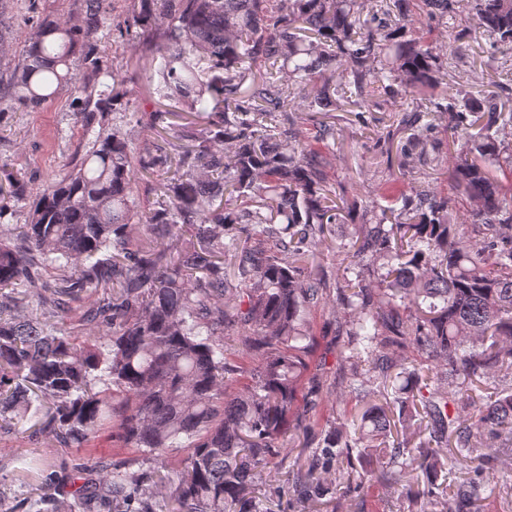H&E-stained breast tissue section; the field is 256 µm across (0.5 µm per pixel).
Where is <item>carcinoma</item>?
Listing matches in <instances>:
<instances>
[{
  "label": "carcinoma",
  "instance_id": "carcinoma-1",
  "mask_svg": "<svg viewBox=\"0 0 512 512\" xmlns=\"http://www.w3.org/2000/svg\"><path fill=\"white\" fill-rule=\"evenodd\" d=\"M83 16L37 20L21 59L4 68L8 97L35 109L64 87L83 129L75 164L36 194L22 231L0 235V290L38 315L20 320L0 308V431L32 422L29 438L64 448L94 446L117 419L125 445L145 461L184 448L171 479L178 512H253L248 490L292 439L296 395L313 348L308 315L325 301L323 276L303 262L316 256L328 225L353 210L328 182L327 153L336 125L318 122L316 141L300 131L280 141L288 112H328L350 94L357 114L381 108V97L411 131L400 145L399 176L384 199L367 205L344 257L336 300L339 332L350 337L345 383H360L363 406L320 433L307 471L280 494L315 497L314 474L336 470L356 491L376 478L423 500L425 512H469L499 472L480 449L512 439V175L489 165L510 151L512 108L496 99L459 101L432 90L448 70V49L406 38L418 19H443L456 0H133L127 28L151 34L146 81L183 112L155 113V149L134 156L110 122L127 102L124 79L104 72L93 40L111 19L109 0H82ZM472 28L492 53L512 62V0H467ZM85 48L83 75L73 72ZM449 112L446 142L426 137L416 113ZM491 112L476 133L480 113ZM207 125L197 128L194 117ZM177 134L170 151L168 136ZM448 147L453 187L477 204L473 223L456 224L448 199L407 195L412 148ZM162 177L161 208L142 219L133 207L139 176ZM11 172L0 202L19 194ZM255 201L249 209L242 201ZM148 226L152 241L189 235L188 249L134 248L130 228ZM237 232L234 298L224 278V231ZM279 248L251 245L257 235ZM378 271L373 282L364 272ZM355 273V278L348 273ZM103 292L90 306L76 304ZM78 314L87 336L61 331ZM238 326L253 364L233 397L224 382L240 372L224 350ZM410 349L434 361L423 368ZM404 382L393 400L362 387ZM122 396L115 406V395ZM412 430L391 439L392 424ZM467 452L473 476L448 494V455ZM362 471L353 475V459ZM73 489L78 512L122 501L151 512L153 488L142 474L115 471L102 457L54 475Z\"/></svg>",
  "mask_w": 512,
  "mask_h": 512
}]
</instances>
